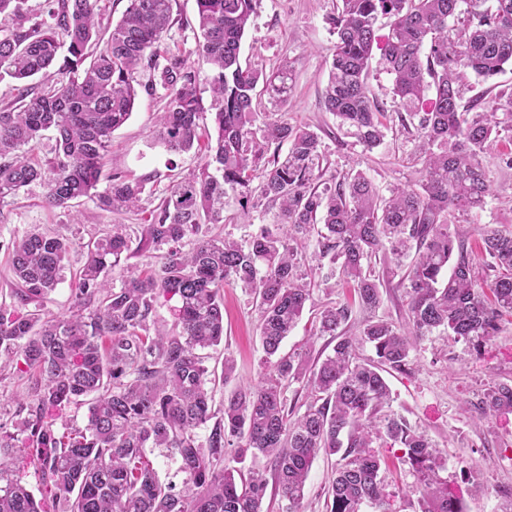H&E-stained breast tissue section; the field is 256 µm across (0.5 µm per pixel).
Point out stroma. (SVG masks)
<instances>
[{
    "label": "stroma",
    "mask_w": 512,
    "mask_h": 512,
    "mask_svg": "<svg viewBox=\"0 0 512 512\" xmlns=\"http://www.w3.org/2000/svg\"><path fill=\"white\" fill-rule=\"evenodd\" d=\"M335 8L336 0H261L255 23L242 42L240 64L267 72L285 57L294 65L295 81L287 101L273 102L263 94L258 96L257 105L270 118L282 117L317 132L324 146L322 166L327 175L358 170L384 193L396 186L417 185L422 162L414 153V129L392 125L383 144L366 152L338 130L335 116L322 104L335 41L328 18ZM196 14V0H174V24L159 53L181 60L185 69L195 71L203 81L210 68L196 52ZM153 85L152 91L140 92L129 120L113 132L106 164L107 172L143 183L141 207L146 211L157 206L173 180L188 175L202 162L197 151L172 154L158 143L157 114L165 90L162 85ZM504 152H512V141H501L483 159L494 180V193L485 208L457 214L450 226L451 233L469 244H476L482 225L512 227V170L500 161ZM45 194L44 186L36 183L0 204V292L8 291L11 285L10 253L15 239L35 230L61 234L72 247L62 279L44 308L46 315L57 316L66 312L72 301L73 276L84 263L87 243L115 224L126 225L132 240H139L140 217L102 211L86 198L74 201L72 207L59 208L50 205ZM249 209V221H242L236 198L227 196L226 221L213 225V232L244 242L262 226L273 224L278 213L276 205L259 197L251 200ZM374 271L383 299L378 316L406 324L408 295L401 271L380 263L375 264ZM312 297L311 306L282 343L281 354L304 351L310 360H317L331 339L315 335L316 309L330 301L350 300L351 289L341 281L329 293L317 284ZM258 324L259 311L251 294L240 287H225L224 340L206 352L215 415H222L225 395L236 387L256 383L264 370ZM228 354L235 359V370L229 377L222 372ZM412 357L410 373L395 372L388 377L393 411L442 450V475L461 497L467 512H504L507 502L503 492L512 490V414L479 423L474 419L473 403L491 379L512 380V317L502 318L482 353L471 352L450 339L432 337L421 341ZM375 450L384 461L382 476L392 512H415L417 478L402 460L403 449L380 439ZM338 462V456L322 454L314 461L305 489V512H327L328 491Z\"/></svg>",
    "instance_id": "obj_1"
}]
</instances>
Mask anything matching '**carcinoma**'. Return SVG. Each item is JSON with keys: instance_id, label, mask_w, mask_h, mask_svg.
<instances>
[{"instance_id": "1", "label": "carcinoma", "mask_w": 512, "mask_h": 512, "mask_svg": "<svg viewBox=\"0 0 512 512\" xmlns=\"http://www.w3.org/2000/svg\"><path fill=\"white\" fill-rule=\"evenodd\" d=\"M25 2L0 0V80L22 85L20 104L0 110V202L41 182L54 206L85 197L102 211L139 208L143 184L104 167L112 132L133 112L134 74L145 61L162 68L167 84L159 143L204 157L197 172L168 186L141 225L139 249L166 248L157 274L130 270L121 287L111 286L109 274L131 250L115 224L88 245L69 313L47 317L44 303L70 242L31 232L14 243L13 302H0V358L31 375V384L20 407L26 416L11 432L0 424V512H262L267 478L260 470L241 477L238 465L248 456L268 460L282 512H302L320 453L340 455L330 512H390L373 450L381 438L405 448L419 512H466L440 476L442 451L386 411V375L409 371L417 342L436 333L478 352L502 314L512 313V230L483 228L479 256L495 272L486 286L473 250L448 230L455 212L485 207L493 182L483 158L512 138V88L463 97L469 76L487 82L512 65V0H338L329 16L336 41L326 110L365 150L383 143L387 113L369 89L378 49L406 112L399 122L416 129L419 187H394L387 196L360 171L318 186V134L257 111L258 82L284 102L294 70L286 58L269 75L241 68L260 0H196L197 50L212 69L208 123L196 74L176 59L162 67L156 55L173 24L172 0H127L106 35L101 0H44L38 15ZM380 16L391 19L384 35ZM38 75L51 83L28 84ZM47 131L55 134L54 155L36 163L29 152ZM230 192L244 212L256 195L279 204L276 224L247 247L202 231L224 223ZM311 240L318 259H329L323 282L341 276L371 313L382 305L373 261L406 268L409 326L371 316L352 338L339 332L350 305H327L316 335L336 339L332 353L312 365L299 353L277 359L258 383L225 397L224 416L213 420L208 368L197 350L224 340L221 291L239 286L254 296L261 346L274 356L311 300L296 248ZM161 300L175 302L173 328L152 335ZM359 345L376 358L360 360ZM299 381L314 395L301 414L287 410L286 396ZM83 398L90 399L86 428L57 436L59 411ZM475 409L484 420L512 413V383L488 382ZM206 428L202 441L198 431ZM148 448L178 456L182 488L159 480ZM20 459L40 472V496L15 477Z\"/></svg>"}]
</instances>
